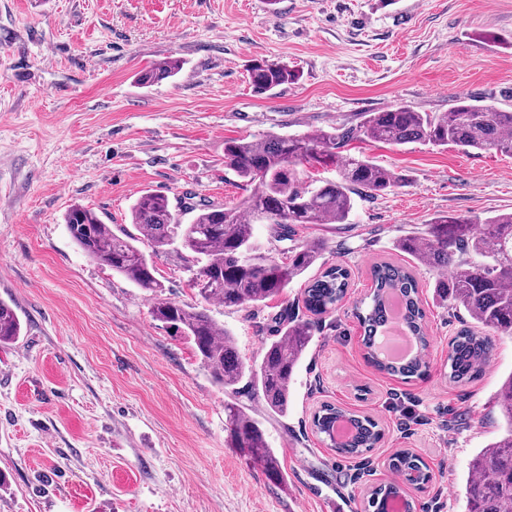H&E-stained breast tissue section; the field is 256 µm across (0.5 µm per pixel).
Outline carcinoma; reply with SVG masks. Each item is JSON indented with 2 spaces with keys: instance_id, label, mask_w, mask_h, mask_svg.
Returning <instances> with one entry per match:
<instances>
[{
  "instance_id": "cac0c4a2",
  "label": "carcinoma",
  "mask_w": 512,
  "mask_h": 512,
  "mask_svg": "<svg viewBox=\"0 0 512 512\" xmlns=\"http://www.w3.org/2000/svg\"><path fill=\"white\" fill-rule=\"evenodd\" d=\"M179 61L171 58L144 70L138 83L150 86L175 76ZM298 74L285 64L258 60L249 68V83L260 95L293 84ZM399 146L424 142L435 148L448 146L485 153L512 154V110L491 103L460 98L447 112H417L395 104L369 112L357 132L317 129L296 135L224 141V168L258 186L239 205L197 203L190 223L172 210L167 196L146 191L130 208L131 223L139 236L112 231L91 208L71 205L64 213L66 228L80 250L92 260L142 288L154 302L152 317L182 332L213 380L232 400L224 403L227 445L259 465L269 481L281 484L287 474L270 448L261 423L234 398L245 384L265 409L285 416L297 370L311 350L317 321L346 297L349 271L326 266L320 240L302 242L270 257L255 238V224L270 226L277 241H293L307 224H347L355 196L376 197L404 183L405 176L384 168L364 153L347 149L354 138ZM308 168L332 169L333 178H312ZM179 243L180 258L196 268L191 287L206 303L217 301L229 310L258 308L277 298L292 281L313 267L321 271L308 281L302 304L283 310L276 318L275 335L265 339L260 360L248 364L239 355L233 335L215 321L203 305L188 306L161 298L164 284L156 277L151 255ZM395 249L416 264L438 272L436 296L451 307H462L473 325L459 329L448 342V380L467 383L480 376L495 355L497 336L512 337V213L492 217L446 213L435 217L422 232L396 241ZM370 301L358 309L367 359L382 373L403 380L423 374V353L430 346L426 313L418 283L401 265L382 262L372 266ZM400 296L403 321L414 336L420 354L395 361L378 353V332L386 324L390 295ZM23 324L14 308L0 300V347L16 342ZM497 406L506 434L481 449L472 459L466 485L468 512H512V375L502 383ZM312 429L330 441L343 458H358L383 438L378 422L324 402L313 413ZM390 466L408 484L428 481L427 466L408 450L390 457ZM404 502V512H415L414 500L400 484L370 493L373 512H389Z\"/></svg>"
}]
</instances>
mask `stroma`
Segmentation results:
<instances>
[{
  "instance_id": "1",
  "label": "stroma",
  "mask_w": 512,
  "mask_h": 512,
  "mask_svg": "<svg viewBox=\"0 0 512 512\" xmlns=\"http://www.w3.org/2000/svg\"><path fill=\"white\" fill-rule=\"evenodd\" d=\"M169 57L183 62L175 77L137 84ZM260 58L299 81L256 95ZM463 96L512 109V0H0V300L24 325L0 348V512H364L400 449L433 473L409 492L416 512H466L470 462L501 433L512 338L479 378L449 383L448 343L469 318L434 295L435 270L415 266L432 343L407 382L368 363L354 304L372 264L408 263L397 238L447 212H512V155L362 142L405 182L357 198L350 223L300 229L298 242L325 241L350 286L319 319L287 416L238 398L288 475L280 485L228 447L224 391L193 344L63 223L79 203L130 229L147 190L232 207L252 188L225 170V139L352 128L397 103L445 112ZM153 261L165 297L199 304L175 250ZM306 285L261 308L208 309L251 362ZM324 402L379 423L368 459L339 457L312 431Z\"/></svg>"
}]
</instances>
